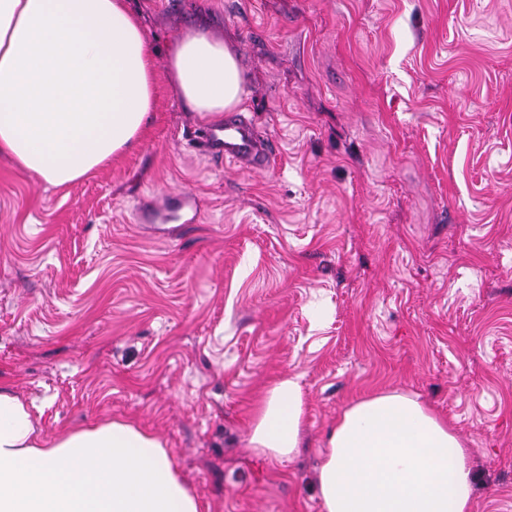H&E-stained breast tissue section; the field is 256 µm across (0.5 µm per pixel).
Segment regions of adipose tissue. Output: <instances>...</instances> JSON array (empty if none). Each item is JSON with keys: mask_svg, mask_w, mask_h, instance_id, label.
I'll list each match as a JSON object with an SVG mask.
<instances>
[{"mask_svg": "<svg viewBox=\"0 0 512 512\" xmlns=\"http://www.w3.org/2000/svg\"><path fill=\"white\" fill-rule=\"evenodd\" d=\"M169 80L204 122L244 101L235 51L204 30L170 51ZM151 47L125 0H0V155L63 189L130 149L155 106ZM304 393L296 376L258 401L248 446L292 458ZM314 483L323 512H470V454L417 399L383 393L349 407ZM0 512H200L156 436L112 421L49 438L0 387Z\"/></svg>", "mask_w": 512, "mask_h": 512, "instance_id": "ef3b65f1", "label": "adipose tissue"}]
</instances>
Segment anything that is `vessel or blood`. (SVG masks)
I'll return each instance as SVG.
<instances>
[{"mask_svg":"<svg viewBox=\"0 0 512 512\" xmlns=\"http://www.w3.org/2000/svg\"><path fill=\"white\" fill-rule=\"evenodd\" d=\"M206 144L211 156L254 170L269 167L273 156L269 141L259 138L252 124L238 114L229 116L220 129L211 130Z\"/></svg>","mask_w":512,"mask_h":512,"instance_id":"1","label":"vessel or blood"}]
</instances>
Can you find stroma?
<instances>
[{"label":"stroma","mask_w":512,"mask_h":512,"mask_svg":"<svg viewBox=\"0 0 512 512\" xmlns=\"http://www.w3.org/2000/svg\"><path fill=\"white\" fill-rule=\"evenodd\" d=\"M127 4L155 60L139 144L64 189L0 158V382L43 435L158 436L201 512H323L329 429L405 393L469 449L470 512H512V0ZM191 28L238 54L266 170L207 153L171 85ZM288 375L304 446L257 458Z\"/></svg>","instance_id":"35a3bbf8"}]
</instances>
